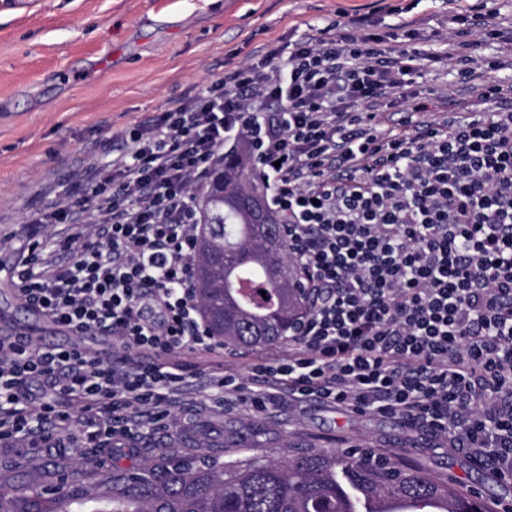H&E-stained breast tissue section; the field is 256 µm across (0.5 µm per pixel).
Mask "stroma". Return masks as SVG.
Instances as JSON below:
<instances>
[{"instance_id":"35a3bbf8","label":"stroma","mask_w":512,"mask_h":512,"mask_svg":"<svg viewBox=\"0 0 512 512\" xmlns=\"http://www.w3.org/2000/svg\"><path fill=\"white\" fill-rule=\"evenodd\" d=\"M512 21V0H0V269L24 259L26 234L64 238L74 224H45L42 216L76 203L87 174L108 170L127 150L130 129L194 97L225 74L255 62L267 47L318 34L332 22L340 32L388 40L415 59L414 71L380 99L384 127H397L420 103L421 120L459 111L470 93L448 59V44L464 38L479 65L512 58V46L489 28L461 34L449 12ZM39 328L44 347L69 333L40 329L13 284L0 278V321ZM269 348L230 357L179 354L191 384L176 426L143 432L134 453L114 445H81L77 436L0 447V487L18 480L54 481L58 470L82 463L85 480L102 476L100 461L122 468L153 467L161 448L209 455L218 438L265 455L293 445L346 448L366 443L462 488L512 504V483L496 480L463 453L400 420L357 415L310 403L267 415L208 405L209 382L233 364L249 378Z\"/></svg>"}]
</instances>
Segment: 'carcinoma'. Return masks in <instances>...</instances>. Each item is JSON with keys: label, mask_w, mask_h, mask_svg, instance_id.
Returning <instances> with one entry per match:
<instances>
[{"label": "carcinoma", "mask_w": 512, "mask_h": 512, "mask_svg": "<svg viewBox=\"0 0 512 512\" xmlns=\"http://www.w3.org/2000/svg\"><path fill=\"white\" fill-rule=\"evenodd\" d=\"M214 168L224 192L206 190L207 217L194 258L201 313L214 335L237 346L262 348L288 339L307 312L309 299L288 261L280 219L257 235L245 199L265 192L246 149L227 154ZM252 276L249 299L239 281ZM226 460L186 457L165 450L153 469L113 470L87 483L41 488L21 482L0 489V512H387L397 497L430 512H473L468 499L448 498L441 478L372 448L294 447L285 456H258L248 448L224 451Z\"/></svg>", "instance_id": "obj_1"}]
</instances>
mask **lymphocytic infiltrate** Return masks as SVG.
Here are the masks:
<instances>
[{
    "label": "lymphocytic infiltrate",
    "mask_w": 512,
    "mask_h": 512,
    "mask_svg": "<svg viewBox=\"0 0 512 512\" xmlns=\"http://www.w3.org/2000/svg\"><path fill=\"white\" fill-rule=\"evenodd\" d=\"M410 60L379 38L306 36L129 132L127 154L82 184L93 218L37 240L16 270L21 298L112 356L0 338V444L78 427L90 442L175 423L183 350L220 348L192 283L194 204L226 144L246 143L284 220L310 313L287 350L251 369L250 410L311 401L391 416L512 479V92L485 83L482 109L381 130L366 100ZM50 379L80 406L33 408ZM26 395L30 405L52 401L59 406H65L67 399L56 392L45 380L32 379L26 382Z\"/></svg>",
    "instance_id": "lymphocytic-infiltrate-1"
}]
</instances>
